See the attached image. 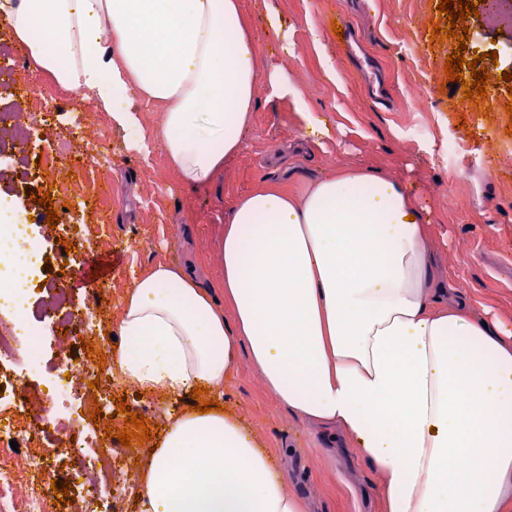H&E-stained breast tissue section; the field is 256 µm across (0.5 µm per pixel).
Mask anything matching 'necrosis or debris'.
Returning a JSON list of instances; mask_svg holds the SVG:
<instances>
[{"mask_svg": "<svg viewBox=\"0 0 512 512\" xmlns=\"http://www.w3.org/2000/svg\"><path fill=\"white\" fill-rule=\"evenodd\" d=\"M43 94L34 91L29 102L15 111L0 113V130L9 129L14 153L29 164L27 145L45 121ZM11 244L0 270V512H54L49 495L47 461L52 450L45 445L46 426L74 430V439L60 443L62 451L90 457L92 465L82 475L86 489L81 512H97L103 489L126 494L133 485L120 460L123 448H101L96 437L79 426L91 405L88 397L74 398L77 389L101 375L93 359L67 361L55 374H47L36 351L45 336L27 308L37 277L43 276L45 242L33 237L28 224H0V244ZM48 375L51 392L40 407H32L27 394L18 392L20 376Z\"/></svg>", "mask_w": 512, "mask_h": 512, "instance_id": "4bbe7bcc", "label": "necrosis or debris"}]
</instances>
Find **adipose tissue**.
<instances>
[{"label": "adipose tissue", "instance_id": "obj_1", "mask_svg": "<svg viewBox=\"0 0 512 512\" xmlns=\"http://www.w3.org/2000/svg\"><path fill=\"white\" fill-rule=\"evenodd\" d=\"M0 22L32 69L92 93L114 126L139 128L141 105L156 106L132 146L158 142L183 187H206L242 151L258 83L291 99L304 136L328 134L298 85L258 69L241 0H0ZM214 243L223 303L175 264L135 276L114 376L166 399L218 395L247 357L289 413L336 428L371 465L380 512H512V316L439 281L413 188L359 167L299 195L263 186ZM165 421L140 465L139 512H305L237 412Z\"/></svg>", "mask_w": 512, "mask_h": 512}]
</instances>
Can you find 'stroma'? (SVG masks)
I'll use <instances>...</instances> for the list:
<instances>
[{"label": "stroma", "instance_id": "stroma-1", "mask_svg": "<svg viewBox=\"0 0 512 512\" xmlns=\"http://www.w3.org/2000/svg\"><path fill=\"white\" fill-rule=\"evenodd\" d=\"M252 20L262 67H276L300 86L313 112L330 130L322 145L302 138L292 102L259 84L245 149L224 163L207 187H182L160 146L150 154L131 149V131L113 126L91 95L58 91V109L40 125L29 145L42 152L60 132L97 121L110 139L108 157L97 153L93 134H77L73 149L84 162L73 173L48 172L56 191L87 196L69 221L90 226L82 257L104 262L97 282L103 299L92 302L97 333H116L124 296L134 275L157 263L191 271L204 284L221 272L214 232L236 200L264 184L300 193L339 167H364L413 184L429 210L433 246L442 272L478 306L512 314V102L503 73H512V30L485 18L468 19L465 59L482 55L494 79L485 102L463 105L462 90H446L444 72L453 40L431 41L439 0H241ZM346 18L358 36L354 57L337 44L331 26ZM321 41L313 43L310 28ZM292 47L283 51L282 37ZM496 59H489V52ZM331 57L338 70L329 79ZM13 155L0 153V202L10 204L16 223L45 225L35 204L46 187L12 172ZM225 404L241 414L288 475L310 512H376L377 475L353 449L331 440L279 406L239 358L225 390Z\"/></svg>", "mask_w": 512, "mask_h": 512}]
</instances>
